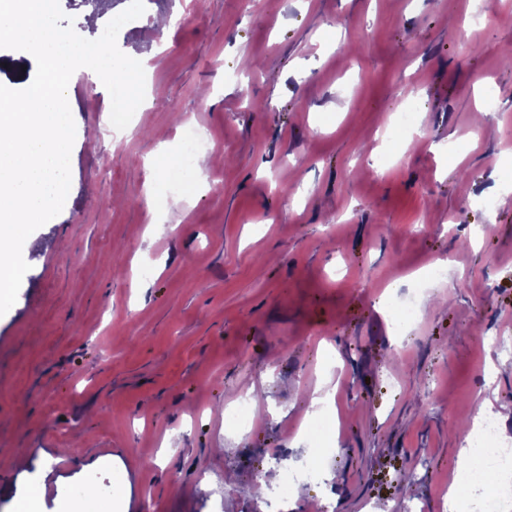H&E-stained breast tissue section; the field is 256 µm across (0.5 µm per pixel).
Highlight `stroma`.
Listing matches in <instances>:
<instances>
[{"label":"stroma","mask_w":512,"mask_h":512,"mask_svg":"<svg viewBox=\"0 0 512 512\" xmlns=\"http://www.w3.org/2000/svg\"><path fill=\"white\" fill-rule=\"evenodd\" d=\"M148 15L117 40L148 109L109 134L75 71L70 190L0 316V512H63L82 481L100 512H268L253 486L275 449L309 457L321 383L330 450L288 512H448L474 406L512 435V0ZM405 109L422 136L384 142ZM189 129L209 147L174 195ZM391 317L395 331L399 332L418 319L419 306L414 301L396 305L391 310ZM225 419L230 425L239 428L248 427L253 421L251 400L246 398L238 400L236 405L232 407L227 414L225 413Z\"/></svg>","instance_id":"stroma-1"}]
</instances>
